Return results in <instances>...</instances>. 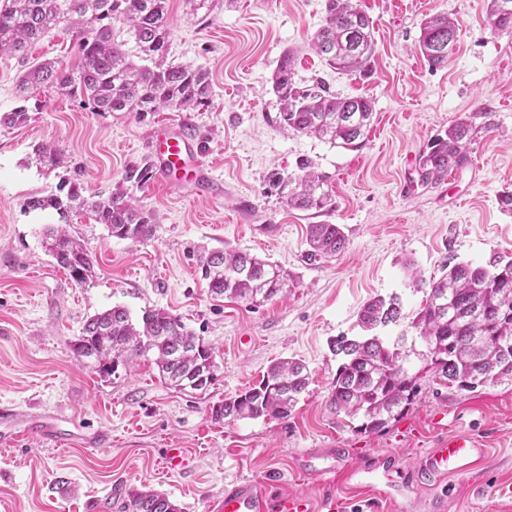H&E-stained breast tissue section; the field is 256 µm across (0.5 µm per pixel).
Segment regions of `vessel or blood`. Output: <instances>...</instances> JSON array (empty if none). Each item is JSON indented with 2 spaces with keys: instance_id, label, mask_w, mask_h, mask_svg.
Returning a JSON list of instances; mask_svg holds the SVG:
<instances>
[{
  "instance_id": "1",
  "label": "vessel or blood",
  "mask_w": 512,
  "mask_h": 512,
  "mask_svg": "<svg viewBox=\"0 0 512 512\" xmlns=\"http://www.w3.org/2000/svg\"><path fill=\"white\" fill-rule=\"evenodd\" d=\"M149 152L154 178L167 186H174L180 176L202 186L208 184V164L200 144L182 125L158 124L151 135ZM30 435L52 447H68L85 439L84 434L64 428L56 419L43 420L16 431L13 409L0 407L1 446H16L21 437ZM485 455V449L479 448L470 436L448 437L428 453L421 478L431 485L462 475ZM340 508V502L332 495L315 501L304 493L272 494L263 489L259 481L243 478L225 488L217 512H339Z\"/></svg>"
}]
</instances>
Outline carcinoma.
Here are the masks:
<instances>
[{
	"instance_id": "carcinoma-1",
	"label": "carcinoma",
	"mask_w": 512,
	"mask_h": 512,
	"mask_svg": "<svg viewBox=\"0 0 512 512\" xmlns=\"http://www.w3.org/2000/svg\"><path fill=\"white\" fill-rule=\"evenodd\" d=\"M493 29L512 31V0H486ZM125 22L142 64H134L116 40L115 19ZM65 25L77 42L79 63L66 69L44 60L21 71L16 83L19 106L7 117L26 121L28 103L44 85L69 89L92 112H183L210 104L209 72L168 58L171 22L167 0H0V53L27 60L31 44ZM459 25L446 13L426 16L420 24L418 47L433 68L448 63L458 41ZM314 50L332 69L347 76H366L376 54L373 25L354 0H326L322 25L312 38ZM294 56L286 52L272 74V91L279 100L280 125L296 135L325 139L347 150L365 144L373 117L367 97H344L320 82L303 86L295 79ZM477 112L458 120L437 136L419 157L422 184H438L450 170L469 160V141ZM38 160L49 167L66 163L54 143L38 148ZM288 180L287 206L316 212L333 208L328 176L312 170L306 160ZM83 187L68 183L66 195L34 196L33 210H54L65 218L75 208H88L99 224L121 239L142 242L152 237V214L118 183L106 195L87 200ZM304 259L314 263L335 258L346 248L339 224H309ZM42 245L71 279L83 284L91 276L92 256L66 230L47 227ZM209 291L258 309L283 291L287 278L276 263L235 249L207 252L200 265ZM442 275L422 281L424 306L410 329L427 345L430 364L439 377L459 391L473 392L488 384H512V260L495 259L489 266L459 262L443 266ZM401 319L399 298L373 297L358 313L359 336H339L329 347L339 364L329 403L336 412L361 420L359 428L377 431L404 414L418 395L415 378L405 363L407 336L388 342L375 334ZM73 357L101 376L125 367L136 357L154 355L159 377L182 392L208 389L215 379V351L181 318L156 308L135 320L115 305L91 316L81 335L68 341ZM306 365L286 358L271 363L245 391L213 409L215 416L240 419H284L307 391ZM123 512H184L181 504L161 491L127 492Z\"/></svg>"
}]
</instances>
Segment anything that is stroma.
I'll use <instances>...</instances> for the list:
<instances>
[{"instance_id":"1","label":"stroma","mask_w":512,"mask_h":512,"mask_svg":"<svg viewBox=\"0 0 512 512\" xmlns=\"http://www.w3.org/2000/svg\"><path fill=\"white\" fill-rule=\"evenodd\" d=\"M190 14L186 0H168L169 57L210 73L209 107L93 112L69 90H41L19 126L0 123V404L22 423L32 416L73 418L86 433L111 437L105 446L53 448L29 437L0 447V512H122L131 489H156L185 512H211L227 484L267 479L273 492L335 495L342 512H512V385L473 392L449 387L425 357V343L407 335L425 294L412 271L437 277L444 263L487 265L512 260V214L498 205L512 191V33L496 32L486 0H359L374 23L377 52L371 73L347 77L311 48L325 0H214ZM445 12L459 24V41L444 67L431 68L418 49L425 16ZM297 52L298 79H322L331 91L374 103L366 146L337 148L294 136L279 123L271 77L282 53ZM69 32L34 42L27 61L0 54V116L17 105L24 63H77ZM474 112L469 161L436 185H425L418 160L435 136ZM176 122L202 146L221 199L195 184L174 190L155 179L125 181L127 167L148 161L156 124ZM64 147L67 168L40 167L44 142ZM308 159L328 175L332 211L288 208L268 177L296 173ZM78 169L87 193L125 182L128 194L153 214L143 242L112 236L85 212L60 220L27 201L56 191L67 169ZM64 223L88 248L94 273L75 283L41 241L43 228ZM338 224L348 238L338 257L306 263V227ZM235 248L276 262L288 274L282 293L253 310L212 296L197 267L208 249ZM398 296L403 321L383 328L406 335V367L419 387L404 415L367 433L329 405L338 358L331 338L360 335L357 313L373 296ZM121 305L133 318L162 308L181 316L215 349L216 377L206 392H181L161 381L152 358L100 376L67 347L86 319ZM302 360L310 385L285 419L215 420L213 405L254 383L271 361ZM443 421H436V414ZM473 435L488 458L433 487L411 482L422 458L442 438ZM183 448L190 467L163 475L164 451ZM382 474L400 475L378 493L359 478L333 471V454ZM313 457L323 476L298 473Z\"/></svg>"}]
</instances>
